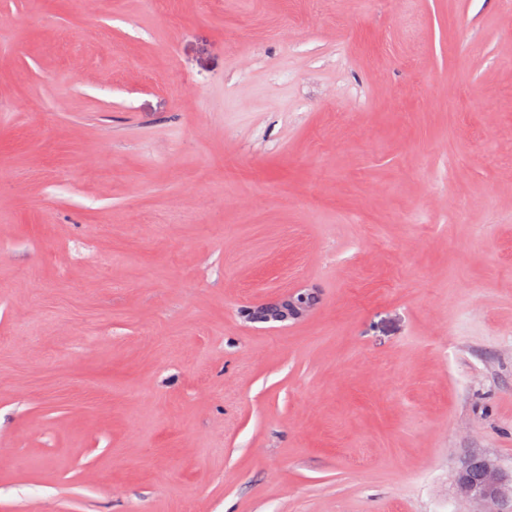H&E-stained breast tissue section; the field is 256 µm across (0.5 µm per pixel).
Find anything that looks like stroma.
<instances>
[{"mask_svg":"<svg viewBox=\"0 0 512 512\" xmlns=\"http://www.w3.org/2000/svg\"><path fill=\"white\" fill-rule=\"evenodd\" d=\"M473 454L512 0H0V512H476ZM309 292L293 291L248 311L251 320L263 323H284L304 317L315 303Z\"/></svg>","mask_w":512,"mask_h":512,"instance_id":"35a3bbf8","label":"stroma"}]
</instances>
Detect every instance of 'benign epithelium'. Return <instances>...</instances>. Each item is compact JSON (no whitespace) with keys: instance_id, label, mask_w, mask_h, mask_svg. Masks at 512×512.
I'll use <instances>...</instances> for the list:
<instances>
[{"instance_id":"benign-epithelium-1","label":"benign epithelium","mask_w":512,"mask_h":512,"mask_svg":"<svg viewBox=\"0 0 512 512\" xmlns=\"http://www.w3.org/2000/svg\"><path fill=\"white\" fill-rule=\"evenodd\" d=\"M315 303L309 292L293 291L248 311L250 319L263 323H284L304 317ZM458 493L482 507V512H499L497 507L512 502V474L504 473L495 460L484 455L469 457L456 477Z\"/></svg>"}]
</instances>
